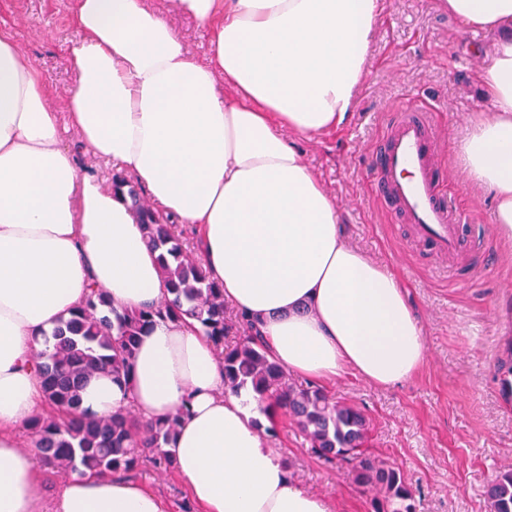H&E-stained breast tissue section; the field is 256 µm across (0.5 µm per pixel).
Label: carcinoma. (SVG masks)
Instances as JSON below:
<instances>
[{"mask_svg":"<svg viewBox=\"0 0 512 512\" xmlns=\"http://www.w3.org/2000/svg\"><path fill=\"white\" fill-rule=\"evenodd\" d=\"M113 187L127 188L146 239L160 251L172 298L149 309L112 314L97 311L105 303L104 293L97 290L53 330L52 348L38 355V375L45 401L56 414H37L29 423L40 465L66 475L89 470L112 476L132 470L144 458L157 469L173 467L164 446L180 416L146 423L129 409L110 417L91 416L81 410V391L101 372L118 380L129 377L142 333L158 319L188 315L221 350L224 383L231 392L251 389L259 402L276 403L312 453L328 464L352 465L354 482L373 493L375 512H416L415 491L399 468L366 455L367 415L314 385L290 382L288 371L265 347L260 330L241 317L229 320L223 290L209 280L178 225L155 212L124 178L116 177ZM485 495L492 512H512V468L500 470L486 485Z\"/></svg>","mask_w":512,"mask_h":512,"instance_id":"1","label":"carcinoma"}]
</instances>
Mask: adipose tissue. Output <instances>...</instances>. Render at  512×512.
Instances as JSON below:
<instances>
[{
    "label": "adipose tissue",
    "mask_w": 512,
    "mask_h": 512,
    "mask_svg": "<svg viewBox=\"0 0 512 512\" xmlns=\"http://www.w3.org/2000/svg\"><path fill=\"white\" fill-rule=\"evenodd\" d=\"M78 0L63 112L42 73L0 28V512H165L146 485L86 474L47 499L22 427L43 403L36 357L91 287L113 310L168 299L159 252L126 193L79 175L65 132L192 225L198 256L235 314L258 324L291 373L353 374L391 388L426 359L399 279L348 245L336 201L299 140L341 128L356 104L382 0ZM466 31L497 35L477 80L491 113L462 145L469 183L491 194L512 237V0H446ZM178 13L210 28L196 57ZM224 387L213 342L188 316L159 320L129 380L100 375L83 408L142 420L180 415L166 445L198 512H334L293 479L267 416Z\"/></svg>",
    "instance_id": "obj_1"
}]
</instances>
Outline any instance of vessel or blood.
<instances>
[{
  "label": "vessel or blood",
  "mask_w": 512,
  "mask_h": 512,
  "mask_svg": "<svg viewBox=\"0 0 512 512\" xmlns=\"http://www.w3.org/2000/svg\"><path fill=\"white\" fill-rule=\"evenodd\" d=\"M438 133L427 109H403L375 152V190L413 236L443 255L456 253L462 218L440 188Z\"/></svg>",
  "instance_id": "obj_1"
}]
</instances>
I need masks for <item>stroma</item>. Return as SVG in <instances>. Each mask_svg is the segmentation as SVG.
I'll return each mask as SVG.
<instances>
[{
    "mask_svg": "<svg viewBox=\"0 0 512 512\" xmlns=\"http://www.w3.org/2000/svg\"><path fill=\"white\" fill-rule=\"evenodd\" d=\"M76 0H0V26L51 87L62 108L73 78L64 59L80 33ZM438 0H384L369 47L371 66L348 125L299 146L341 211L347 241L402 281L417 312L428 361L412 378L380 389L350 375L326 384L333 399L371 421L370 455L397 464L416 491L417 512H491L485 485L512 466V398L501 381L512 337V241L494 222L493 201L469 184L458 156L475 118L488 110L476 82L492 38L462 32ZM430 110L440 134L442 189L465 216L462 248L448 257L417 241L382 210L372 157L395 113L410 102ZM293 478L332 498L335 512H373L350 466L315 456L286 414L267 433ZM164 496L171 512H195L174 470L129 471Z\"/></svg>",
    "mask_w": 512,
    "mask_h": 512,
    "instance_id": "35a3bbf8",
    "label": "stroma"
}]
</instances>
